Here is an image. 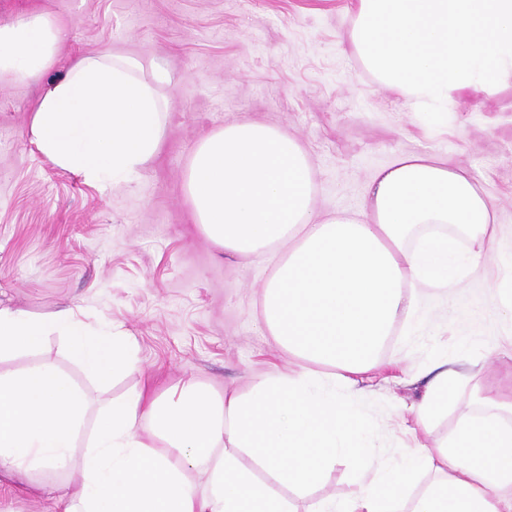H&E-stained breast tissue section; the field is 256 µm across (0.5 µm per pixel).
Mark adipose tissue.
Segmentation results:
<instances>
[{"mask_svg":"<svg viewBox=\"0 0 512 512\" xmlns=\"http://www.w3.org/2000/svg\"><path fill=\"white\" fill-rule=\"evenodd\" d=\"M353 15L352 50L428 128L441 127L455 94L512 82V0H356ZM62 40L42 12L0 24V76L31 80L52 67ZM167 81L155 61L109 51L82 58L37 102L33 140L85 178L126 177L164 138ZM313 183L294 137L247 121L203 138L184 183L215 246L271 262L258 324L306 368L258 376L243 394L219 396L192 379L154 398L134 389L101 403L79 455L85 393L48 360L1 373L0 474L77 472V482L59 486L63 512H296L285 490L304 491L344 463L354 490L313 512H512V426L469 417L436 447L390 452L365 409V381L395 325L417 331L426 304H451L491 260L497 274L487 288L512 338V256L497 252L492 201L466 170L426 153L377 170L356 212L317 211ZM52 332L67 337L70 357L100 386L141 369L132 336L90 327L74 308L39 319L0 307V357L37 349ZM470 352L465 340L424 367L418 428L430 431L454 396L449 360L469 361ZM315 363L332 374L312 371ZM194 471L202 485L191 482ZM422 474L428 483L410 493Z\"/></svg>","mask_w":512,"mask_h":512,"instance_id":"1","label":"adipose tissue"}]
</instances>
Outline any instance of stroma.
Wrapping results in <instances>:
<instances>
[{
    "label": "stroma",
    "mask_w": 512,
    "mask_h": 512,
    "mask_svg": "<svg viewBox=\"0 0 512 512\" xmlns=\"http://www.w3.org/2000/svg\"><path fill=\"white\" fill-rule=\"evenodd\" d=\"M36 10L49 12L65 38L47 72L26 83L0 78V307L42 316L74 306L87 323L122 325L143 370L107 395L141 386L160 395L190 377L219 394L243 393L258 375L300 366L257 323L270 265L213 245L185 195L192 150L224 125L261 122L295 137L314 166L320 210H359L373 174L397 154L439 156L475 177L495 206L498 249L512 254V83L489 98L458 93L440 129H427L351 50L352 0H0V23ZM105 49L161 61L170 75L157 154L114 183L58 166L30 131L37 100L79 59ZM468 297L438 341L456 345L463 321L473 320L478 360L462 367L453 403L432 424L435 440L463 417L489 414L484 395L512 385L484 280ZM405 344L402 333L389 337L385 368L370 376L367 412L381 430L393 424V405L411 408L425 386L405 378L429 352ZM46 359L91 402L106 395L56 335L0 359V371ZM43 480L36 489L24 475L1 476L0 512H62L54 475Z\"/></svg>",
    "instance_id": "stroma-1"
}]
</instances>
